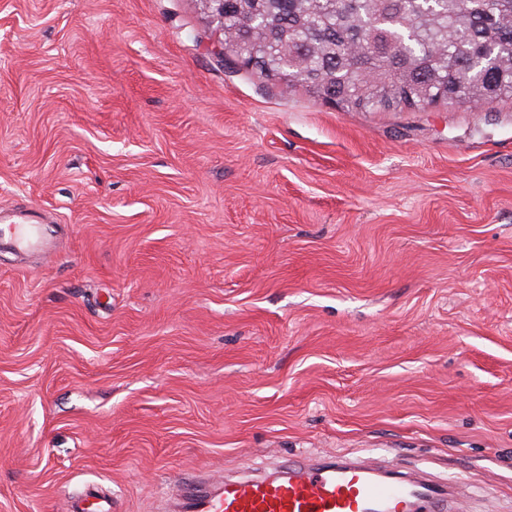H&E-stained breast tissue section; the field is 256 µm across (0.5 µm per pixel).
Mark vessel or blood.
I'll list each match as a JSON object with an SVG mask.
<instances>
[{"label": "vessel or blood", "mask_w": 512, "mask_h": 512, "mask_svg": "<svg viewBox=\"0 0 512 512\" xmlns=\"http://www.w3.org/2000/svg\"><path fill=\"white\" fill-rule=\"evenodd\" d=\"M8 230L15 243L42 246L41 226L17 222ZM459 481L392 478L361 461L298 464L262 478L227 480L214 488L179 483L178 512H448ZM69 512H112V494L89 489L68 497Z\"/></svg>", "instance_id": "obj_1"}]
</instances>
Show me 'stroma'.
Returning a JSON list of instances; mask_svg holds the SVG:
<instances>
[{
	"instance_id": "35a3bbf8",
	"label": "stroma",
	"mask_w": 512,
	"mask_h": 512,
	"mask_svg": "<svg viewBox=\"0 0 512 512\" xmlns=\"http://www.w3.org/2000/svg\"><path fill=\"white\" fill-rule=\"evenodd\" d=\"M198 0H0V512L367 456L512 512V97L347 111ZM7 227L18 246L32 249L43 245L44 235L41 226L16 222L14 224H7Z\"/></svg>"
}]
</instances>
